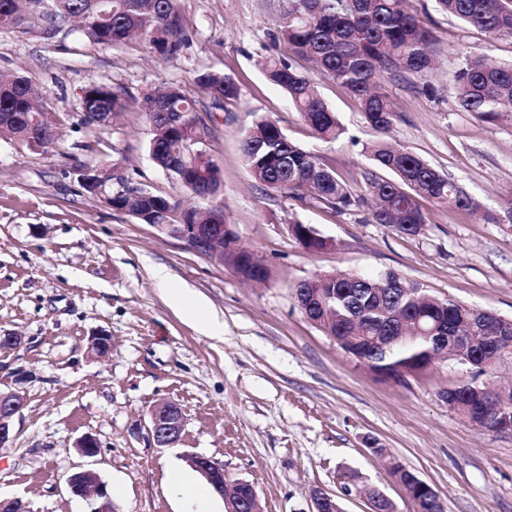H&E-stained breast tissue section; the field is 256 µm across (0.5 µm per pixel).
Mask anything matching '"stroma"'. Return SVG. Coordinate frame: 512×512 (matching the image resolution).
<instances>
[{
    "label": "stroma",
    "mask_w": 512,
    "mask_h": 512,
    "mask_svg": "<svg viewBox=\"0 0 512 512\" xmlns=\"http://www.w3.org/2000/svg\"><path fill=\"white\" fill-rule=\"evenodd\" d=\"M285 6L179 0L192 41L171 61L156 60L143 39L76 47L66 25L50 39L34 27L0 31V74L43 88L58 133L37 151L0 139V333L21 338L0 347V391L25 398L12 445L0 447L1 500H19L28 512H90L88 499L66 487L68 475L90 470L111 488L118 512H185L171 481L188 470V456L202 455L223 465L227 485H254L259 512H310L314 488L336 495L344 512H371L372 487L397 512H416L390 470L395 463L435 488L445 512H512V433L479 430L448 407L449 387L471 380L469 366L438 359L401 380L379 376L310 323L292 296L295 284L318 274L392 270L437 298L512 318V228L423 198L427 223L406 236L370 222L364 206L337 212L261 189L241 154L257 117L317 150L357 195L367 192L366 147L378 138L358 100L311 61L289 57L346 127L337 142L317 141L265 80L262 61L284 54L276 31ZM413 8L430 32L434 66L423 78L387 83L397 111L391 137L483 209H501L512 196V118L460 111L454 72L462 49L512 64V36L462 24L433 0H413ZM201 71L232 77L238 97L214 108L195 82ZM93 80L127 95V110L110 126L79 120L81 90ZM164 85L210 112L218 199L240 245L269 266L266 282L243 280L106 208L72 175L77 164L115 161L133 182L172 192L150 157L144 112L145 95ZM295 221L332 247L306 252L288 230ZM173 288L201 301L221 334L173 303ZM100 332L112 338L101 358L88 349ZM165 401L185 414L172 448L155 447L149 433V411ZM87 434L100 444L91 458L77 450Z\"/></svg>",
    "instance_id": "1"
}]
</instances>
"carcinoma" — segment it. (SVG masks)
Segmentation results:
<instances>
[{"label": "carcinoma", "instance_id": "cac0c4a2", "mask_svg": "<svg viewBox=\"0 0 512 512\" xmlns=\"http://www.w3.org/2000/svg\"><path fill=\"white\" fill-rule=\"evenodd\" d=\"M0 0V30H24L37 26L51 38L64 24L80 21L78 41L99 45L126 44L136 36L150 41L156 56L167 61L190 45L187 25L177 0ZM436 8L464 24L489 34L512 36V0H434ZM280 34L289 53L313 60L321 71L346 87L360 102L368 127L380 134L372 148L374 165L394 174L392 181L371 178L369 192L376 199L372 219L388 224L401 234L419 235L426 217L418 199L426 198L450 208L477 211L480 204L456 182L414 153L388 141L396 120L386 81H406L423 76L431 65L430 36L413 13L410 0H288L280 20ZM267 79L288 94L315 137L336 141L346 134L336 113L320 97L313 84L282 57L265 66ZM196 83L209 90L215 101L237 97V83L228 76L203 72ZM455 95L463 112L492 120L512 112V64L493 66L481 57L460 51L455 74ZM82 108L89 122H102L125 111L124 94L109 85L89 82L81 90ZM43 91L25 76L0 80V138L29 148L54 143L45 116ZM153 137L149 152L162 170L170 169L176 156L188 159L182 170L181 190L186 200L148 193L125 179L112 187V166L101 167L96 186L108 198L111 209L130 214L131 197L141 195L143 224H223L224 205L215 204L219 190L218 167L197 144L207 123L195 100L182 89L169 86L150 100ZM243 158L256 182L285 195L307 191L320 203L337 211L356 203L352 191L319 157L290 141L277 121L256 119L242 142ZM325 307L335 318L323 325L338 336H351L355 328L371 336L400 335V318L424 315L426 326L438 335L456 336L469 331H503L512 335V319L496 318L450 299L441 300L413 291L399 274L388 271L377 278L346 274L329 287ZM433 341L422 337L391 341L368 352L378 368L393 377L419 374L430 365ZM463 409H485L480 393L455 386ZM394 476L412 493L416 512H444L443 505L417 489V475L392 465Z\"/></svg>", "mask_w": 512, "mask_h": 512}]
</instances>
